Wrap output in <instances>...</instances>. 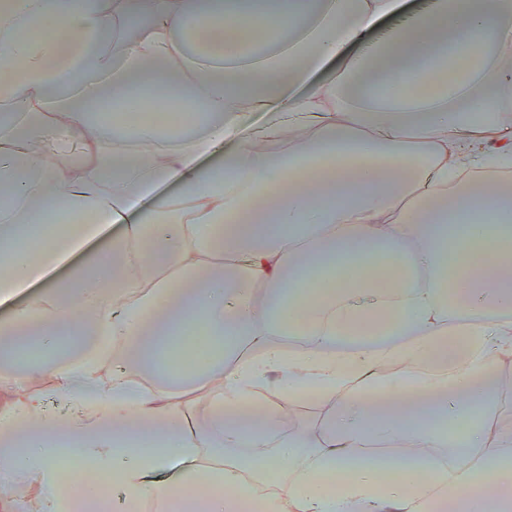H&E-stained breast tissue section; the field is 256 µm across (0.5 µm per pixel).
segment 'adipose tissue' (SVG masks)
<instances>
[{
    "label": "adipose tissue",
    "mask_w": 512,
    "mask_h": 512,
    "mask_svg": "<svg viewBox=\"0 0 512 512\" xmlns=\"http://www.w3.org/2000/svg\"><path fill=\"white\" fill-rule=\"evenodd\" d=\"M267 3L288 35L245 61L228 48L224 0H0L16 20L0 29V242L12 245L0 351L46 350L35 372L0 375V512H62L71 453L112 480L110 498L76 491L94 512L151 499L162 512H512V405L491 376L512 360V185L489 194L466 176L512 167V0H433L376 39L396 0ZM121 16L143 24L119 66ZM181 30L207 49L200 80L166 67ZM447 46L470 59L452 83L433 63ZM330 62L335 79H317ZM139 93L188 97L204 117L82 137L91 115ZM243 100L272 118L239 138ZM33 138L66 152L67 170L28 153ZM214 150L223 166L202 165ZM165 183L179 196L149 200ZM27 218L47 231L14 246ZM346 265L363 277L339 278ZM387 271L400 280L384 290ZM381 309L390 320L365 335ZM198 323L220 351L193 366L197 389L133 375L131 360ZM88 331L99 345L59 362L58 340ZM392 359L405 370L382 381ZM310 389L333 401L312 441L283 412ZM48 395L67 411L49 412ZM275 440L310 461L287 493L259 494L229 467L208 491L183 479L206 448L252 449L268 472L258 451ZM401 448L419 454L397 459ZM429 448L456 468L436 470ZM168 461L181 479L158 480ZM340 470L352 478L328 494L323 478ZM426 473L441 493L426 496Z\"/></svg>",
    "instance_id": "1"
}]
</instances>
